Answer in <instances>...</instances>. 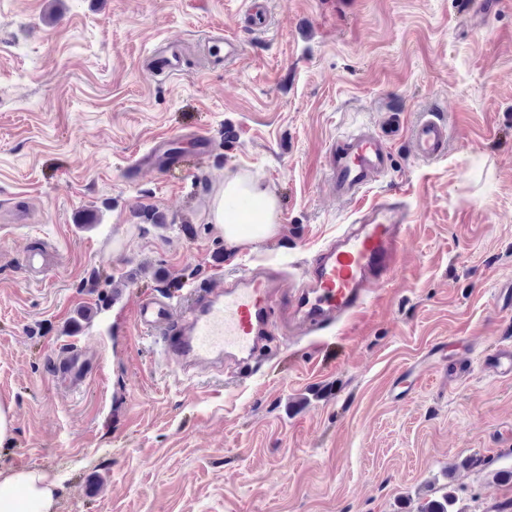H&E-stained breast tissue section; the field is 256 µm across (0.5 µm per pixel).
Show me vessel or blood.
<instances>
[{
    "instance_id": "obj_1",
    "label": "vessel or blood",
    "mask_w": 512,
    "mask_h": 512,
    "mask_svg": "<svg viewBox=\"0 0 512 512\" xmlns=\"http://www.w3.org/2000/svg\"><path fill=\"white\" fill-rule=\"evenodd\" d=\"M392 138L389 131L358 129L333 139L324 155L327 191L339 200L358 199L391 169ZM447 145L448 126L438 117L415 124L409 138L411 152L428 161L443 156ZM171 162L170 152L158 142L136 166L161 171ZM407 230V211L396 200L358 210L352 224L311 255L294 293L289 327L307 334L361 314L378 289L396 278ZM283 281L282 272L259 266L221 287L199 282L188 298L174 304L140 300L132 319L140 331L151 333L162 355L182 369L221 363L242 375L251 370L271 333L273 299ZM484 365L512 378V347L496 348ZM421 379L415 367L402 370L391 386L393 399L406 400Z\"/></svg>"
}]
</instances>
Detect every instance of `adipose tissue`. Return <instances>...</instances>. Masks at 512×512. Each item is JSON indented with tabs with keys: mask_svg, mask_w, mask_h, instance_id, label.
Listing matches in <instances>:
<instances>
[{
	"mask_svg": "<svg viewBox=\"0 0 512 512\" xmlns=\"http://www.w3.org/2000/svg\"><path fill=\"white\" fill-rule=\"evenodd\" d=\"M239 198L251 203L249 216H241L231 207V200ZM278 210V200L268 188L249 177L237 176L225 181L215 196L211 217L228 247L255 248L280 234ZM54 489V483L39 469H19L0 483V512H51Z\"/></svg>",
	"mask_w": 512,
	"mask_h": 512,
	"instance_id": "1",
	"label": "adipose tissue"
}]
</instances>
